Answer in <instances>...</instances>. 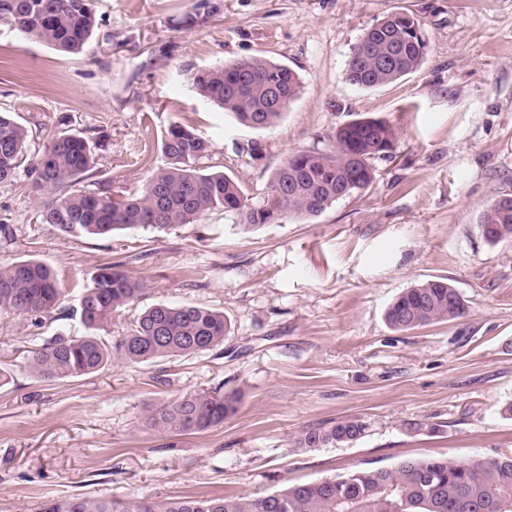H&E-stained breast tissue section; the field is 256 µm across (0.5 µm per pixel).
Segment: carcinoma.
<instances>
[{
	"mask_svg": "<svg viewBox=\"0 0 512 512\" xmlns=\"http://www.w3.org/2000/svg\"><path fill=\"white\" fill-rule=\"evenodd\" d=\"M92 0H0V27L24 40L66 54H79L97 26ZM414 16L392 12L367 29L354 46L346 79L359 87L393 83L425 61L427 44ZM196 92L253 129L273 127L299 96L301 81L288 67L262 57L228 61L195 71ZM334 146L289 154L276 170L267 196L252 202L244 187L222 171L198 161L210 143L181 123L161 139L163 167L150 172L143 193L116 200L77 188L95 169L88 142L59 135L32 166L33 184L47 192L39 205L44 224L71 237L107 236L130 228L171 229L194 224L222 210L245 227L315 217L341 199L360 195L376 179L375 162L393 154L396 133L384 120L360 118L336 128ZM26 147L23 126L0 113V183L14 179ZM479 226L490 243L512 239V193H503L482 211ZM118 261L102 265L79 298L82 336H56L33 352L25 366L44 381L94 374L114 360L141 364L211 351L231 330L224 313L193 305L159 303L135 318L126 333L105 343L96 331L112 313L145 293L144 281L128 275ZM52 269L36 258L0 264V312L41 322L63 302ZM467 305L442 278L422 281L389 305L386 320L396 331H410L461 318ZM232 390L195 391L147 410L145 424L163 433L199 432L237 409ZM366 423L348 417L299 438L307 448L350 443L364 435ZM42 512H512V456L480 460L409 458L391 469L364 467L349 474L296 483L262 496L183 497L164 502L75 495L45 502Z\"/></svg>",
	"mask_w": 512,
	"mask_h": 512,
	"instance_id": "1",
	"label": "carcinoma"
}]
</instances>
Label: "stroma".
Wrapping results in <instances>:
<instances>
[{
  "label": "stroma",
  "mask_w": 512,
  "mask_h": 512,
  "mask_svg": "<svg viewBox=\"0 0 512 512\" xmlns=\"http://www.w3.org/2000/svg\"><path fill=\"white\" fill-rule=\"evenodd\" d=\"M84 51L60 53L0 30V112L25 127L26 159L0 184V263L45 261L67 290L41 326L0 313V512H38L75 494L120 500L265 495L362 466L416 457L512 454V240L488 243L484 206L512 191V0H95ZM404 9L423 24L421 68L363 89L345 77L364 30ZM255 56L294 70L301 94L268 130L203 101L190 73ZM357 117L396 132L392 158L361 195L317 217L244 228L213 211L174 229L72 238L39 223L31 166L52 136L85 138L88 193L140 195L170 124L210 142L198 165L253 201L292 152L331 148ZM120 261L146 292L99 331L121 335L160 302L223 312L221 347L41 381L23 366L55 334L84 333L74 311L99 265ZM447 279L465 317L408 332L385 320L407 288ZM238 390L235 413L200 433L145 425L147 407L197 390ZM348 416L368 429L306 448L307 431ZM437 432L425 431V424Z\"/></svg>",
  "instance_id": "stroma-1"
}]
</instances>
